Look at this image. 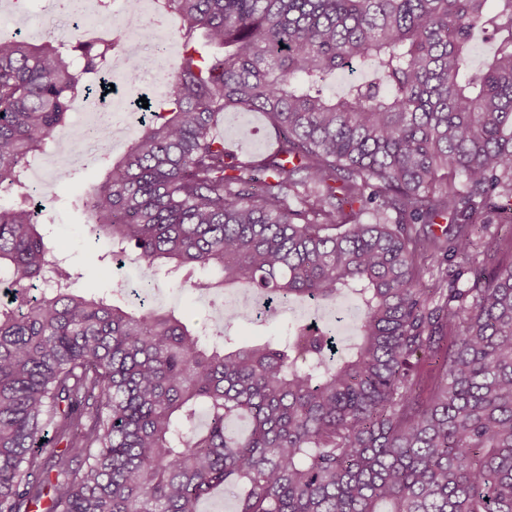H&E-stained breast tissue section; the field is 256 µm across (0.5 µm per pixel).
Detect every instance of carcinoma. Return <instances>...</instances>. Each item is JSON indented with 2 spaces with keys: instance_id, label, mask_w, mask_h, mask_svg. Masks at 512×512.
Segmentation results:
<instances>
[{
  "instance_id": "1",
  "label": "carcinoma",
  "mask_w": 512,
  "mask_h": 512,
  "mask_svg": "<svg viewBox=\"0 0 512 512\" xmlns=\"http://www.w3.org/2000/svg\"><path fill=\"white\" fill-rule=\"evenodd\" d=\"M153 6L182 53L124 153L99 145L89 232L179 288L350 298L357 331L238 343L224 310L200 331L122 286L84 295L27 171L125 27L0 37V512H199L217 491L235 512H512V240H474L512 224V0ZM237 110L272 151L224 147ZM254 115L257 116V120L253 124L251 118ZM229 116L238 117L236 131L242 125H249V127L253 129V136L249 141L244 142V144L240 147L237 144H233L240 152L243 154L258 155L267 153L275 147L274 139L270 133L268 122L261 113L246 111L226 112L218 126V129H222V123L224 120V131L226 130L227 119ZM264 143H270L271 147L269 149H265Z\"/></svg>"
}]
</instances>
